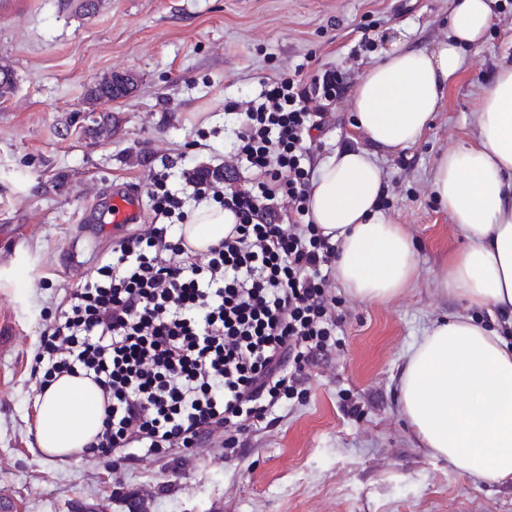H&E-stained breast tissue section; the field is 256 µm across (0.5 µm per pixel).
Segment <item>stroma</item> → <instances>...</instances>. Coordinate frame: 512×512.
<instances>
[{"instance_id":"obj_1","label":"stroma","mask_w":512,"mask_h":512,"mask_svg":"<svg viewBox=\"0 0 512 512\" xmlns=\"http://www.w3.org/2000/svg\"><path fill=\"white\" fill-rule=\"evenodd\" d=\"M454 0H0V62L16 88L0 100V497L18 512H512V482L477 484L422 448L399 401L408 355L431 324L462 312L439 278L468 245L435 201L440 152L467 141L492 74L512 57V0H495L483 46L449 88L422 140L380 152L381 208L411 237L418 275L398 298L363 302L327 286L345 320L304 394L235 452L201 445L185 464L143 457L113 477L90 451L46 457L34 441L35 355L47 318L121 238L89 221L109 188H146L153 172L193 210V169L234 166L237 103L263 81L315 66L357 82L396 26L419 45L447 33ZM131 94L91 112L104 76ZM311 147L322 165L366 147L348 99Z\"/></svg>"}]
</instances>
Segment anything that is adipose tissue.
Wrapping results in <instances>:
<instances>
[{"label":"adipose tissue","instance_id":"ef3b65f1","mask_svg":"<svg viewBox=\"0 0 512 512\" xmlns=\"http://www.w3.org/2000/svg\"><path fill=\"white\" fill-rule=\"evenodd\" d=\"M492 24L489 0H456L447 39L427 48L399 32L352 91L355 127L370 146L328 159L310 185L309 217L338 243L334 275L358 300H393L418 272L411 237L380 210L374 152L418 142ZM473 120L472 138L440 155L432 183L469 241L440 278L465 311L436 321L413 347L398 397L423 447L474 480L501 483L512 480V63L487 86ZM235 222L231 211L202 203L179 233L203 252ZM481 311L498 313V328L481 324ZM36 406L35 443L46 456L64 459L95 442L103 394L82 374L61 375Z\"/></svg>","mask_w":512,"mask_h":512}]
</instances>
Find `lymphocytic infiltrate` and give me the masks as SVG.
I'll return each instance as SVG.
<instances>
[{
  "mask_svg": "<svg viewBox=\"0 0 512 512\" xmlns=\"http://www.w3.org/2000/svg\"><path fill=\"white\" fill-rule=\"evenodd\" d=\"M343 72L319 68L271 79L248 101L232 145L253 173L236 186L221 168L196 171L238 222L207 252L173 238L183 202L154 173L155 216L103 256L96 274L46 325L40 388L83 372L104 398L94 451L113 470L144 456L207 443L236 448L300 396L343 316L326 286L337 243L307 222L311 170L304 135L347 94Z\"/></svg>",
  "mask_w": 512,
  "mask_h": 512,
  "instance_id": "1",
  "label": "lymphocytic infiltrate"
}]
</instances>
